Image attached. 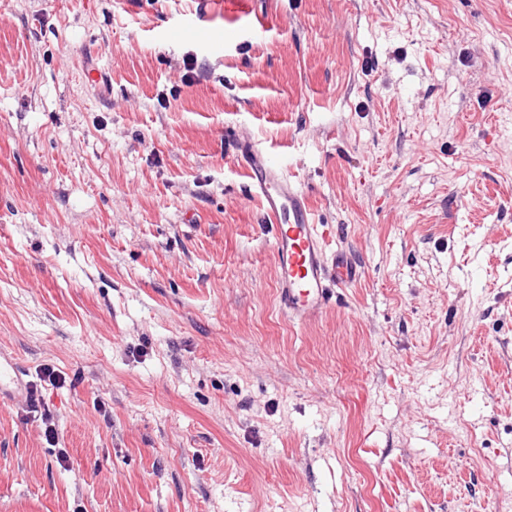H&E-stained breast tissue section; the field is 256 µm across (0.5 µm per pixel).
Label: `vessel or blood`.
<instances>
[{"label": "vessel or blood", "instance_id": "vessel-or-blood-1", "mask_svg": "<svg viewBox=\"0 0 512 512\" xmlns=\"http://www.w3.org/2000/svg\"><path fill=\"white\" fill-rule=\"evenodd\" d=\"M242 168L274 231L278 302L305 322L326 309L335 289L361 280L363 269L345 253L328 254L308 193L282 173L255 144L239 145ZM18 365L0 354V399L25 391Z\"/></svg>", "mask_w": 512, "mask_h": 512}]
</instances>
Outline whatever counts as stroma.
Listing matches in <instances>:
<instances>
[{"mask_svg":"<svg viewBox=\"0 0 512 512\" xmlns=\"http://www.w3.org/2000/svg\"><path fill=\"white\" fill-rule=\"evenodd\" d=\"M0 352V512H512V0H0ZM238 149L250 188L274 230L279 306L290 318L306 322L329 306L333 288L360 281L363 269L343 252L329 259L310 196L270 154L251 142H241ZM27 389L18 365L10 357L0 354V400L15 396Z\"/></svg>","mask_w":512,"mask_h":512,"instance_id":"obj_1","label":"stroma"}]
</instances>
